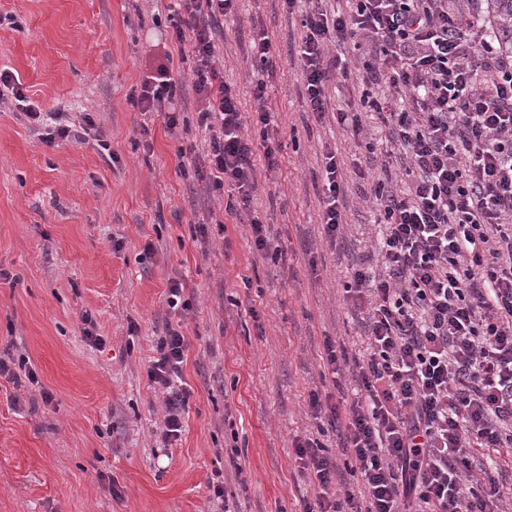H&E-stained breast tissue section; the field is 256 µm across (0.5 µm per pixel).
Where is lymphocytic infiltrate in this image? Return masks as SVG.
Listing matches in <instances>:
<instances>
[{"label":"lymphocytic infiltrate","mask_w":512,"mask_h":512,"mask_svg":"<svg viewBox=\"0 0 512 512\" xmlns=\"http://www.w3.org/2000/svg\"><path fill=\"white\" fill-rule=\"evenodd\" d=\"M237 0H172L166 16L176 43L194 54L191 90L196 124L208 137L195 172L210 192L227 195L226 211L250 216L254 254L281 257L253 216L258 186L255 152L267 173L283 148L267 109V80L276 49L252 25L249 48L261 71L251 81L254 110L224 80L217 51L220 19ZM328 10L311 0L302 19L298 58L305 102L315 118L327 110L330 47L366 45L356 113L338 124L363 132L362 113L377 119L401 146L411 182L395 192L382 167L372 203L383 230L374 254L353 266L345 285L351 306L365 312L362 355L326 344L334 374L350 372L353 394L336 402L311 394L314 418L335 423L360 494L333 499L339 470L312 439L294 444L302 469L320 493L304 512H512L496 458L512 452V52L484 37L481 0L452 10L448 0H347ZM174 59L159 46L130 99L163 113L168 129L186 119L175 100ZM22 103L42 140L76 137L64 112L28 106L24 86L0 71V89ZM335 152L324 155L321 222L329 242L345 234L344 184ZM188 343L166 326L147 375L167 391L163 438L178 440L189 389L177 383Z\"/></svg>","instance_id":"obj_1"}]
</instances>
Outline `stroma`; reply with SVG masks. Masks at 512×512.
I'll return each instance as SVG.
<instances>
[{
    "label": "stroma",
    "mask_w": 512,
    "mask_h": 512,
    "mask_svg": "<svg viewBox=\"0 0 512 512\" xmlns=\"http://www.w3.org/2000/svg\"><path fill=\"white\" fill-rule=\"evenodd\" d=\"M306 8L238 0L217 41L246 112L258 68L251 23L277 49L267 105L283 151L272 175L255 153L253 202L285 253L275 261L253 257L248 224L180 168L179 148L204 153L203 138L168 130L161 113L128 99L161 35L163 0H0L12 17L0 24V69L18 74L41 110L95 122L86 138L48 146L17 105L0 107V359L28 358L37 376L0 378V512H303L314 484L294 440H319L344 465L308 401L338 394L323 343L355 351L361 328L344 284L381 227L371 181L349 169L344 246L326 242L321 165L330 148L366 169L392 145L372 119L356 140L332 115L362 93L353 45L341 49L347 74L328 84L329 117L307 112ZM174 278L189 285L188 309L167 303ZM169 323L188 341L181 379L191 392L172 443L162 439L166 391L147 377Z\"/></svg>",
    "instance_id": "35a3bbf8"
}]
</instances>
